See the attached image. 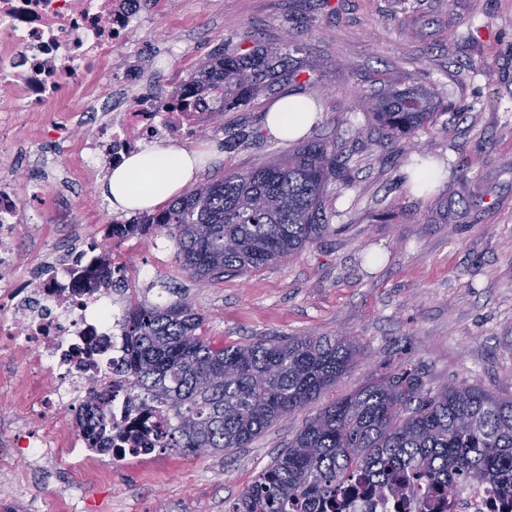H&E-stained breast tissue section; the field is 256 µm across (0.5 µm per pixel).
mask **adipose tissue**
I'll list each match as a JSON object with an SVG mask.
<instances>
[{
  "label": "adipose tissue",
  "instance_id": "obj_1",
  "mask_svg": "<svg viewBox=\"0 0 512 512\" xmlns=\"http://www.w3.org/2000/svg\"><path fill=\"white\" fill-rule=\"evenodd\" d=\"M316 120L310 99L301 93L284 94L268 110L264 127L276 139L290 141ZM197 155L168 142L144 146L112 168L101 187L113 210L124 213L150 211L168 201L193 179Z\"/></svg>",
  "mask_w": 512,
  "mask_h": 512
}]
</instances>
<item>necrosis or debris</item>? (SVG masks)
<instances>
[{
  "instance_id": "1",
  "label": "necrosis or debris",
  "mask_w": 512,
  "mask_h": 512,
  "mask_svg": "<svg viewBox=\"0 0 512 512\" xmlns=\"http://www.w3.org/2000/svg\"><path fill=\"white\" fill-rule=\"evenodd\" d=\"M147 19L139 0H0V128L22 133L28 124L48 127L51 139L71 142L76 115L59 104L63 86H104L97 100L106 120L80 142V173L89 177L117 164L141 145L177 138L207 126L205 112H184L176 91H139L138 71L113 73L114 52L128 46ZM47 204L43 194L21 201L12 174L0 175V354L23 353L24 372L0 373V388L20 400L29 416L14 435L35 458L53 449L92 453L85 430L57 420L76 410L89 390H111L112 421L130 429L143 418L123 385L125 310L113 298L108 258L88 246L78 254L47 253L36 273L15 276L18 236L26 212ZM448 512H512V491L454 484ZM337 512H431L419 492L349 488Z\"/></svg>"
}]
</instances>
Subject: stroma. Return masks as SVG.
Wrapping results in <instances>:
<instances>
[{"mask_svg":"<svg viewBox=\"0 0 512 512\" xmlns=\"http://www.w3.org/2000/svg\"><path fill=\"white\" fill-rule=\"evenodd\" d=\"M172 0L114 53L111 68L155 70L158 86L188 79L212 52L253 35L280 46L291 34L317 65L297 83L319 104L306 134L347 157L352 187L329 183L328 225L292 259L245 273L201 279L183 271L173 240L140 236L116 249L128 259L127 302L184 298L203 315L202 336L244 344L283 336L355 337L361 353L320 398L227 455L140 456L110 465L97 482L69 449L40 477L22 449L0 450V501L25 489L32 512H229L240 494L321 408L403 363L428 388L477 384L512 396V0ZM429 88L443 113L419 132L425 154L452 163L455 177L431 189H405L408 158L358 106L384 80ZM278 97L260 93L225 111L181 143L200 150L197 181L249 170L288 150L263 117ZM39 127L23 137L0 132V156L14 159L17 188L39 187L54 210L71 214L86 241L125 222L97 182L65 186L68 152L54 163Z\"/></svg>","mask_w":512,"mask_h":512,"instance_id":"35a3bbf8","label":"stroma"}]
</instances>
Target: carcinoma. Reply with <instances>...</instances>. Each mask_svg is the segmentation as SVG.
<instances>
[{"label":"carcinoma","mask_w":512,"mask_h":512,"mask_svg":"<svg viewBox=\"0 0 512 512\" xmlns=\"http://www.w3.org/2000/svg\"><path fill=\"white\" fill-rule=\"evenodd\" d=\"M303 72L311 68L293 57L290 45L267 46L245 33L178 86L180 106L195 112L202 104L218 116ZM359 107L410 154L417 151L415 133L434 121L437 103L422 87L391 86L359 100ZM336 179H346L336 151L325 142L302 143L261 167L191 187L153 214L112 224L104 238L164 230L184 271L200 278L247 272L292 258L315 239L326 226L327 185ZM202 324L184 300L138 303L126 312L129 394L158 418L135 437V453L206 448L220 455L245 448L333 386L359 354L347 336L216 345L201 336ZM110 402L109 391L78 410L92 447L103 453L123 440L112 433ZM361 474L399 491L418 483L428 496L452 476L512 487V397L470 384L433 392L417 368L401 366L321 409L229 512H319Z\"/></svg>","instance_id":"1"}]
</instances>
